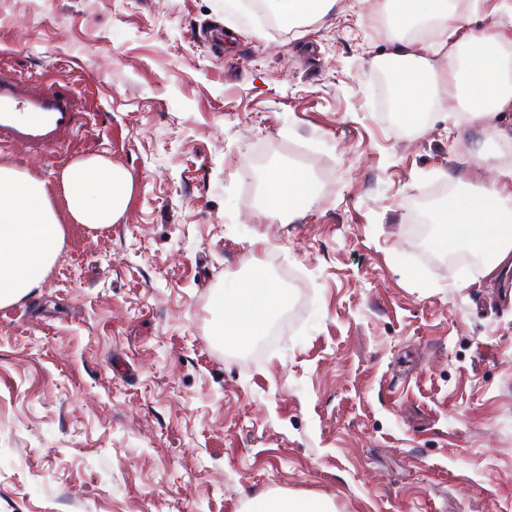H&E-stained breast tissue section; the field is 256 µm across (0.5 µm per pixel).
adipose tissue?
<instances>
[{"label":"adipose tissue","instance_id":"obj_1","mask_svg":"<svg viewBox=\"0 0 512 512\" xmlns=\"http://www.w3.org/2000/svg\"><path fill=\"white\" fill-rule=\"evenodd\" d=\"M383 7L393 18V48L385 57L395 70L391 92L405 124H417L430 111L453 121L459 106L483 121L512 112V68L495 36L468 34L451 53L449 38L466 31L469 19L450 8L448 0H384ZM423 23L429 26L431 42L408 38V31ZM60 181L76 223L104 229L125 212L129 178L107 158L73 162L62 170ZM315 199L307 173L288 167L274 176L267 205L280 223L290 224ZM437 221L445 244L461 238L484 254L482 274L511 271L512 171L501 170L480 190L442 202ZM63 237L43 183L0 166V307L40 287ZM286 297L285 290L262 277L224 289L213 304L219 317L216 336L249 343L262 334Z\"/></svg>","mask_w":512,"mask_h":512}]
</instances>
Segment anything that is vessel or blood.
I'll return each instance as SVG.
<instances>
[{
  "mask_svg": "<svg viewBox=\"0 0 512 512\" xmlns=\"http://www.w3.org/2000/svg\"><path fill=\"white\" fill-rule=\"evenodd\" d=\"M95 119L83 111L74 83L45 81L0 68V139L38 149L64 147L78 129Z\"/></svg>",
  "mask_w": 512,
  "mask_h": 512,
  "instance_id": "b4317fda",
  "label": "vessel or blood"
}]
</instances>
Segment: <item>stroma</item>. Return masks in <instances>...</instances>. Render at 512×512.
<instances>
[{
	"instance_id": "stroma-1",
	"label": "stroma",
	"mask_w": 512,
	"mask_h": 512,
	"mask_svg": "<svg viewBox=\"0 0 512 512\" xmlns=\"http://www.w3.org/2000/svg\"><path fill=\"white\" fill-rule=\"evenodd\" d=\"M512 61L505 0H452ZM378 0L270 31L242 0H0V63L106 113L69 148L0 143L64 227L41 288L0 308V512H512V274L449 263L438 188L486 184L460 130L385 109ZM107 157L123 216L70 220L59 176ZM297 167L294 223L267 206ZM263 273L299 320L244 347L214 295ZM316 199V190L307 173L288 167L273 178L267 205L282 224H291ZM246 512H333L321 501L278 494L258 495L247 500Z\"/></svg>"
}]
</instances>
